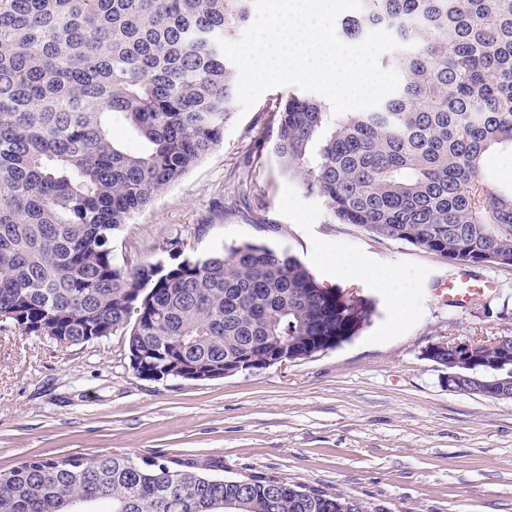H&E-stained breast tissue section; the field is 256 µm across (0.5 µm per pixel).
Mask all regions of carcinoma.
<instances>
[{"instance_id":"cac0c4a2","label":"carcinoma","mask_w":512,"mask_h":512,"mask_svg":"<svg viewBox=\"0 0 512 512\" xmlns=\"http://www.w3.org/2000/svg\"><path fill=\"white\" fill-rule=\"evenodd\" d=\"M254 0H0V320L74 345L114 333L133 367L273 365L358 334L368 300L323 287L285 251L246 242L175 265H119L112 237L196 166L236 110L231 40ZM352 42L386 31L397 89L370 112L313 95L273 110L283 174L340 224L459 266L512 270V190L485 159L512 149V0H362ZM119 122L142 141L129 150ZM490 347L462 374L512 376ZM207 461L31 457L0 470V512H365L361 503Z\"/></svg>"}]
</instances>
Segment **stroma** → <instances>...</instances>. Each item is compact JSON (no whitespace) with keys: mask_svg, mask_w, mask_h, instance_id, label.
<instances>
[{"mask_svg":"<svg viewBox=\"0 0 512 512\" xmlns=\"http://www.w3.org/2000/svg\"><path fill=\"white\" fill-rule=\"evenodd\" d=\"M292 92L269 90L234 112L221 143L114 235L112 256L166 262L174 238L191 259L261 243L322 286L371 300L370 322L310 358L195 381L136 375L119 333L62 347L0 321V469L35 455L210 460L228 478L301 483L367 512H512V399L449 390L447 368L426 355L437 341L512 333V270L473 266L492 292L451 308L431 288L456 264L335 223L270 150V111ZM340 251L408 277L409 288L397 299L338 281Z\"/></svg>","mask_w":512,"mask_h":512,"instance_id":"stroma-1","label":"stroma"}]
</instances>
